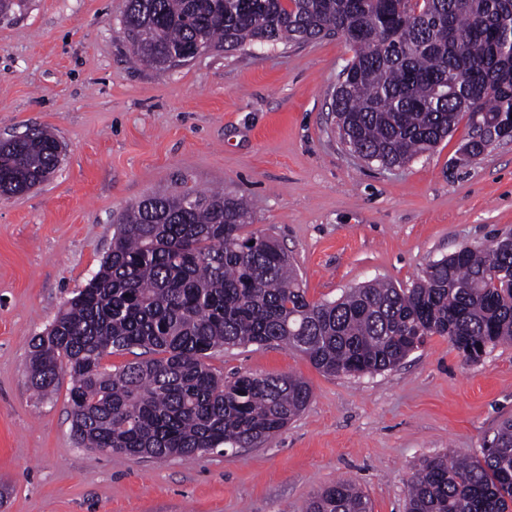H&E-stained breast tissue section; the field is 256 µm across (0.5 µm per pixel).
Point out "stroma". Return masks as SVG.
I'll list each match as a JSON object with an SVG mask.
<instances>
[{
	"mask_svg": "<svg viewBox=\"0 0 512 512\" xmlns=\"http://www.w3.org/2000/svg\"><path fill=\"white\" fill-rule=\"evenodd\" d=\"M126 0H29L0 20V141L51 129L63 160L0 197V512H304L345 478L371 512H404L421 461L478 455L512 417V344L467 361L433 336L394 369L327 375L279 346L219 350L211 367L296 375L308 406L256 448L165 461L97 452L71 433L69 380L38 398L28 344L112 246L114 218L188 184L245 198L249 229L294 260L310 301L512 231V142L455 159L473 127L402 167L349 153L330 112L353 53L342 38L206 54L163 74L132 63Z\"/></svg>",
	"mask_w": 512,
	"mask_h": 512,
	"instance_id": "35a3bbf8",
	"label": "stroma"
}]
</instances>
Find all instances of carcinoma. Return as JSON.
I'll return each instance as SVG.
<instances>
[{"label":"carcinoma","mask_w":512,"mask_h":512,"mask_svg":"<svg viewBox=\"0 0 512 512\" xmlns=\"http://www.w3.org/2000/svg\"><path fill=\"white\" fill-rule=\"evenodd\" d=\"M124 39L157 73L212 53L341 36L353 51L331 95L341 141L368 162L401 166L481 116L463 146L472 160L512 139V0H126ZM43 129L0 142V195L23 194L58 168ZM112 247L47 331L31 340L29 382L40 396L71 381V431L84 448L192 459L252 448L307 405L295 376L224 381L205 362L223 348L286 346L318 370H390L431 336L467 361L512 342V241L464 246L431 262L409 288L376 280L312 302L288 253L248 232L244 198L222 190L148 195L117 217ZM136 353L112 370L104 356ZM306 512H370L338 480ZM407 512H512V419L481 455L424 459Z\"/></svg>","instance_id":"obj_1"}]
</instances>
